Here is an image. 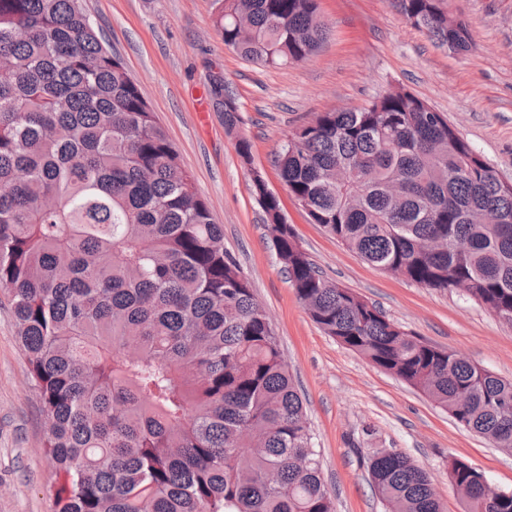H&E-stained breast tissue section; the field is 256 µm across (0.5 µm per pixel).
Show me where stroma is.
I'll return each instance as SVG.
<instances>
[{
    "label": "stroma",
    "mask_w": 512,
    "mask_h": 512,
    "mask_svg": "<svg viewBox=\"0 0 512 512\" xmlns=\"http://www.w3.org/2000/svg\"><path fill=\"white\" fill-rule=\"evenodd\" d=\"M105 45L166 128L183 166L224 227L266 311L304 400L336 512H386L368 474L374 453L397 450L423 467L444 512H468L448 483L455 457L512 492V454L459 426L419 390L328 336L299 301L252 192L236 138L252 144L253 167L279 196L301 249L323 275L379 305L396 324L493 374L512 379V323L457 288H427L364 261L295 203L274 165L289 130L317 113L359 109L401 86L441 112L512 183V0H445L466 23L472 50L432 43L389 0H318L330 36L313 55L262 67L225 47L215 0H81ZM223 76L239 109L237 136L224 131L210 78ZM36 390L0 303V512H54L56 471L45 452Z\"/></svg>",
    "instance_id": "stroma-1"
}]
</instances>
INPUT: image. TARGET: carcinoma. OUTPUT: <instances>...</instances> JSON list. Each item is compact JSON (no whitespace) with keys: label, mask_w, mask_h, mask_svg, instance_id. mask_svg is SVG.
Segmentation results:
<instances>
[{"label":"carcinoma","mask_w":512,"mask_h":512,"mask_svg":"<svg viewBox=\"0 0 512 512\" xmlns=\"http://www.w3.org/2000/svg\"><path fill=\"white\" fill-rule=\"evenodd\" d=\"M392 3L436 44L472 48L444 0ZM217 4L224 46L262 66L327 37L317 0ZM216 103L237 133L228 88ZM274 164L311 221L369 264L512 316V184L425 100L395 88L320 112ZM259 205L327 335L512 453V379L326 279L277 196ZM0 291L39 394L56 512H336L275 329L80 0H0ZM368 472L388 512H442L406 454L379 451ZM448 479L470 512H512V492L467 466Z\"/></svg>","instance_id":"cac0c4a2"}]
</instances>
